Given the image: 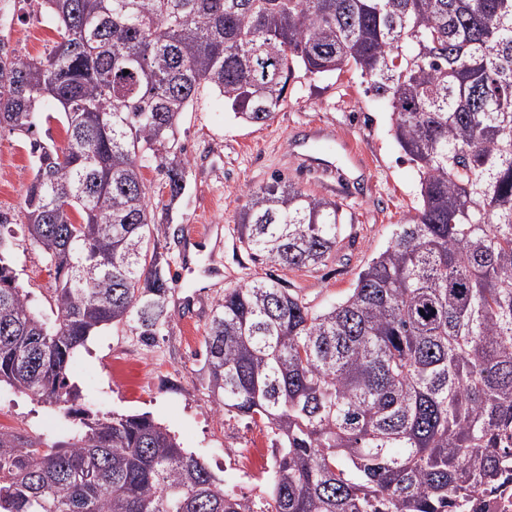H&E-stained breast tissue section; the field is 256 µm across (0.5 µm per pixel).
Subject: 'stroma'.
<instances>
[{"mask_svg": "<svg viewBox=\"0 0 512 512\" xmlns=\"http://www.w3.org/2000/svg\"><path fill=\"white\" fill-rule=\"evenodd\" d=\"M41 0H16L5 22L10 44L37 58L52 47L53 23ZM177 144L187 158L189 187L173 210L170 271L177 286L168 298L169 327L144 342L135 324L91 336L68 369L80 408L100 413L145 414L204 460L226 489L263 502L275 457L261 472L239 471L231 451L255 432L254 423L219 412L204 381L206 327L225 289L245 281L277 279L310 306L344 299L359 272L385 249L394 225L408 223L417 206L418 174L392 131L387 104L366 94L359 74L315 77L295 69L288 98L263 125L237 119L218 93L204 91L185 112ZM333 162L327 182L305 168L300 155ZM34 176L27 139L0 131V211L14 215L12 256L19 284L48 309L52 280L40 251L24 236L23 201ZM283 178L303 191L343 202L352 224L336 254L316 268L258 263L240 248L235 224L248 188ZM0 415L16 430L40 432L54 421L50 408L0 387Z\"/></svg>", "mask_w": 512, "mask_h": 512, "instance_id": "obj_1", "label": "stroma"}]
</instances>
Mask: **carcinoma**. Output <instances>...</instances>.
Wrapping results in <instances>:
<instances>
[{"label":"carcinoma","instance_id":"carcinoma-1","mask_svg":"<svg viewBox=\"0 0 512 512\" xmlns=\"http://www.w3.org/2000/svg\"><path fill=\"white\" fill-rule=\"evenodd\" d=\"M57 41L16 54L0 30V130L29 139L23 227L53 278L32 304L0 212V384L54 412L0 427V512H456L512 473V0H42ZM359 73L389 104L419 175L342 302L275 280L224 291L203 369L220 410L271 429L257 511L147 415L76 408L67 371L89 336L169 325L163 226L188 185L176 129L202 92L251 125L295 68ZM55 110L46 113L42 104ZM66 129L59 148L32 138ZM157 163L155 187L143 169ZM168 195L162 206L155 196ZM237 239L293 269L326 263L352 217L280 178L251 188Z\"/></svg>","mask_w":512,"mask_h":512}]
</instances>
